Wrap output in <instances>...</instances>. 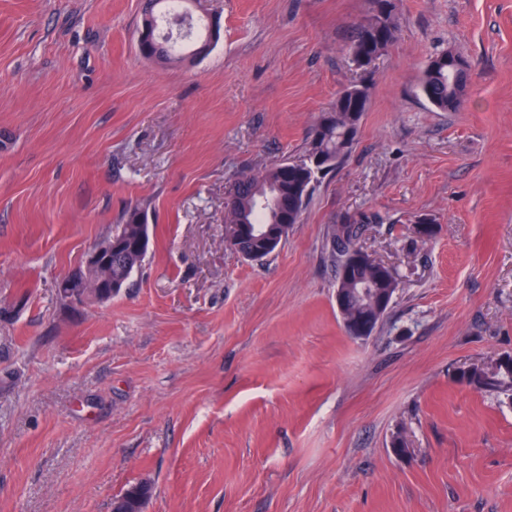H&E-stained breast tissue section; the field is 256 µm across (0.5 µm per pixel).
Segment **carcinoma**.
<instances>
[{
  "label": "carcinoma",
  "instance_id": "obj_1",
  "mask_svg": "<svg viewBox=\"0 0 512 512\" xmlns=\"http://www.w3.org/2000/svg\"><path fill=\"white\" fill-rule=\"evenodd\" d=\"M171 0H146L141 28L149 34L139 44L140 51L148 58L163 63L177 64L186 59L181 50L157 35V23L164 11L159 5ZM387 9L378 16L368 15L359 26L350 47L353 62L361 67L370 65L373 54L381 55L394 41L397 32L395 0H383ZM463 55L453 49L444 50L430 57L424 67L421 91L429 103L441 112H457L467 102L469 73L452 75L448 60L461 59ZM371 96V84L366 80L345 88L337 97L331 111L316 122L315 134L310 137L303 158L276 163L252 176L237 179L224 201V223L258 224L262 230L280 234L283 226L300 223L309 198L319 180L336 170L351 152L358 126L366 112ZM138 207L129 209L123 223L115 225L105 241L119 248L120 258L112 259V281L128 287L135 271L142 266L146 253L138 252L134 245L139 235ZM370 223L369 216L345 217L341 223L328 230L330 254L336 267V288L347 298L340 317L351 323L366 325L374 330L386 310H378V299L393 300L400 282L396 273L387 268L379 270L358 264L350 274L344 268L352 259L353 248L360 235L361 225ZM241 251L254 252L267 257L272 251L265 249L262 238L252 233L238 240ZM502 364L472 363L458 375V382L484 392L512 391V356L501 358ZM151 495V486L140 482L116 498L124 512H143Z\"/></svg>",
  "mask_w": 512,
  "mask_h": 512
}]
</instances>
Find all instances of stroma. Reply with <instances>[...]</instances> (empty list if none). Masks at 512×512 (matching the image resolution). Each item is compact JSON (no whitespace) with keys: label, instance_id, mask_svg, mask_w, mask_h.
I'll list each match as a JSON object with an SVG mask.
<instances>
[{"label":"stroma","instance_id":"obj_1","mask_svg":"<svg viewBox=\"0 0 512 512\" xmlns=\"http://www.w3.org/2000/svg\"><path fill=\"white\" fill-rule=\"evenodd\" d=\"M396 3L365 71L370 0H206L220 37L183 66L140 53L143 0H0V512H112L140 482L144 512H512V397L456 379L512 355V0ZM448 48L457 112L420 89ZM364 76L351 153L243 259L228 191ZM133 207L130 287L70 306L58 282ZM363 213L400 287L355 340L327 232ZM385 2L387 9L381 15L373 16L372 10L366 20L359 26L355 39L350 47L353 62L361 67L370 65V57L376 54L379 57L385 49L394 41L397 32L396 3L395 0H371ZM377 26L381 27L382 41L377 40Z\"/></svg>","mask_w":512,"mask_h":512}]
</instances>
